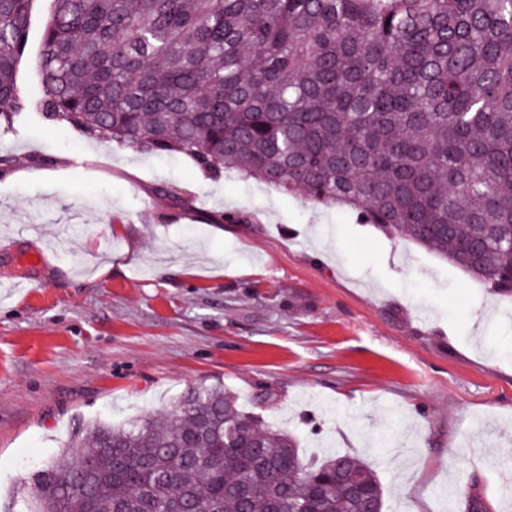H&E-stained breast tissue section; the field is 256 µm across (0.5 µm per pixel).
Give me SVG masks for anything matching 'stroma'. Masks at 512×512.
<instances>
[{"instance_id":"obj_1","label":"stroma","mask_w":512,"mask_h":512,"mask_svg":"<svg viewBox=\"0 0 512 512\" xmlns=\"http://www.w3.org/2000/svg\"><path fill=\"white\" fill-rule=\"evenodd\" d=\"M52 5L35 0L29 93ZM0 155V512L73 428L216 385L306 457L374 464L383 512H468L474 492L500 512L512 298L348 209L35 113Z\"/></svg>"}]
</instances>
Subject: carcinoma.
<instances>
[{"instance_id":"cac0c4a2","label":"carcinoma","mask_w":512,"mask_h":512,"mask_svg":"<svg viewBox=\"0 0 512 512\" xmlns=\"http://www.w3.org/2000/svg\"><path fill=\"white\" fill-rule=\"evenodd\" d=\"M34 0H0V126L35 109L345 206L512 296V0H54L41 82L17 69ZM96 449L98 478L80 466ZM382 512L371 464L301 456L216 386L167 422L80 426L25 512Z\"/></svg>"}]
</instances>
